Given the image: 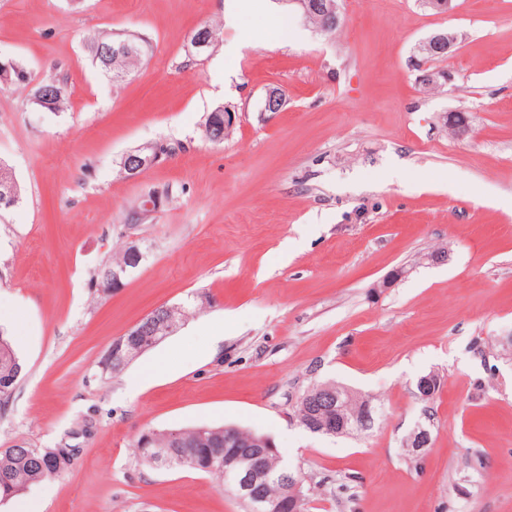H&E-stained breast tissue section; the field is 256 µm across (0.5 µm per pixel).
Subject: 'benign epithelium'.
Returning <instances> with one entry per match:
<instances>
[{
	"label": "benign epithelium",
	"instance_id": "benign-epithelium-1",
	"mask_svg": "<svg viewBox=\"0 0 512 512\" xmlns=\"http://www.w3.org/2000/svg\"><path fill=\"white\" fill-rule=\"evenodd\" d=\"M340 0H288V4L295 6L301 17L309 19L315 13L321 14L325 19L332 21L340 18ZM456 34L441 31L431 35L422 45L421 51L435 49L438 52L451 50L457 43ZM286 98L277 90L267 91L261 104L263 112H279L283 109ZM444 125L448 130L458 137H463L469 132V122L466 118L460 117L458 112H448L443 116ZM160 156L159 147L144 145L124 155L126 169L129 177L138 176V171L146 165L155 164ZM179 309L164 307L162 312H151L144 324L136 329L129 330V333L120 336L112 341L104 355L103 362L107 363L114 357L121 354L125 359L136 357L154 347L161 341L156 335L155 325L164 324L167 332L172 333L178 323L184 318L178 316ZM438 387V378L430 373L420 377L416 383V394L423 397H431ZM309 408L308 418L304 425L314 433H326L342 436L353 434L361 427L350 424L339 417L338 404L340 399L333 391L323 392L317 390L313 393H306L298 398ZM432 442L431 430L422 426L415 427L402 441V447L410 457L420 458ZM249 449L237 455L224 459V489L233 493L240 499L250 501L255 512H265L268 509L267 498L262 492V487L267 480L265 468L266 455L275 451L273 444L265 438H252L247 442Z\"/></svg>",
	"mask_w": 512,
	"mask_h": 512
}]
</instances>
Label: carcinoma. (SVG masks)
<instances>
[{"label":"carcinoma","instance_id":"carcinoma-1","mask_svg":"<svg viewBox=\"0 0 512 512\" xmlns=\"http://www.w3.org/2000/svg\"><path fill=\"white\" fill-rule=\"evenodd\" d=\"M109 41L106 36H98L91 40L93 58L101 71L112 78V82L120 83L132 75L141 64L144 53L135 51L124 55L117 62V69H112V58L101 53V46ZM51 96V110L60 112L66 108L67 85L63 79H51L42 84ZM204 137L214 143L224 142V110L216 109L209 113L204 123ZM140 262H131L129 249L125 248L107 262L102 264L94 273L92 283L96 284L112 278V272H121L127 277L138 268ZM23 371V363L13 350L6 331L0 327V381L8 380L16 384ZM351 390L341 387L340 414L350 422L364 427V431L373 429L376 416L368 420L362 418V397L350 396ZM152 447L162 449V455L156 460L148 458L142 446V439H137L135 448L141 464L149 467H162L177 470L178 459L185 454L197 452H216L219 454L234 453L241 446L232 443L224 444V428L200 427L176 432L163 431L153 433ZM46 457L43 448H27L16 446L0 451V501L4 496L14 498L31 486L50 479V471L45 467ZM270 478L265 485V492L272 502L283 496L285 481L304 483L303 475L298 471L289 472L284 469L282 457L279 454L269 455L266 461Z\"/></svg>","mask_w":512,"mask_h":512}]
</instances>
